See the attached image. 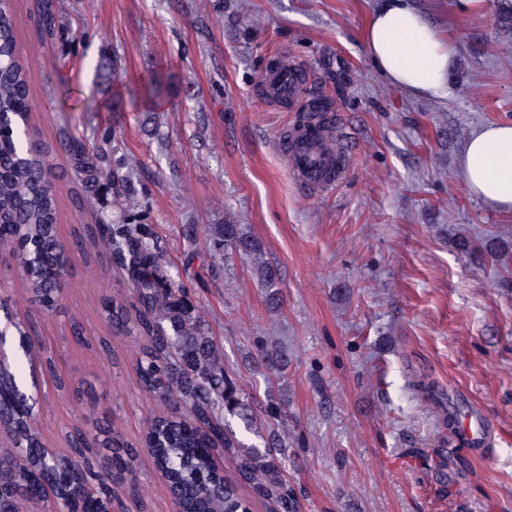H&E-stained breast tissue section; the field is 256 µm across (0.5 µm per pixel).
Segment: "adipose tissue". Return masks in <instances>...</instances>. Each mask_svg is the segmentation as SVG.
<instances>
[{
    "label": "adipose tissue",
    "instance_id": "adipose-tissue-1",
    "mask_svg": "<svg viewBox=\"0 0 512 512\" xmlns=\"http://www.w3.org/2000/svg\"><path fill=\"white\" fill-rule=\"evenodd\" d=\"M363 36L372 63L392 85L414 96L450 95L455 47L410 0H383ZM459 170L474 197L512 213V123L477 130L459 158Z\"/></svg>",
    "mask_w": 512,
    "mask_h": 512
}]
</instances>
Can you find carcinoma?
<instances>
[{
    "instance_id": "carcinoma-1",
    "label": "carcinoma",
    "mask_w": 512,
    "mask_h": 512,
    "mask_svg": "<svg viewBox=\"0 0 512 512\" xmlns=\"http://www.w3.org/2000/svg\"><path fill=\"white\" fill-rule=\"evenodd\" d=\"M33 94L23 64L17 56V36L10 0H0V249L12 252L16 271L25 280L33 299L51 311L57 295L51 287L47 264L55 254L72 249L59 232V206L55 190L45 185L39 173L50 167L49 149L30 145ZM224 250L237 252L256 265L264 281L271 284L275 272L263 261L260 244L239 224L221 230ZM91 247L110 251L113 262L124 269L142 309L131 320L120 294L102 301L101 313L112 329L150 338L141 362L144 391L176 406L185 404L195 421L182 420L177 412L152 419L154 432L142 447H123V438L110 431L96 432L94 441L115 442L112 449L114 473H99L82 450L73 456L46 458L40 451L39 431L27 421L20 405L9 410L14 441L24 455V464L0 459V512H12L15 496L28 490L37 493L43 484L58 486L60 496L74 499L83 484L97 487L98 498L82 505V512H106L115 497L114 486L136 491L141 454L146 453L158 470L168 473L172 485L185 494L186 512H251V503L241 491L249 485L272 501V512H297L294 492L281 477L278 435L268 438L265 450L244 448L224 428L222 412L237 414L244 409L238 390L224 377L221 353L213 338L200 327L188 293L168 275L158 254L148 243L144 224H98L84 229ZM170 328H165V324ZM257 364L272 371L288 366L281 351L265 344L258 349ZM19 392L16 370L0 378V402H9ZM222 451L235 460L234 468L219 474L212 466L215 453Z\"/></svg>"
}]
</instances>
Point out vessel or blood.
Listing matches in <instances>:
<instances>
[{"label":"vessel or blood","instance_id":"obj_1","mask_svg":"<svg viewBox=\"0 0 512 512\" xmlns=\"http://www.w3.org/2000/svg\"><path fill=\"white\" fill-rule=\"evenodd\" d=\"M306 69L282 58L268 66L262 90L268 100L289 112L306 113L279 137L280 152L300 187L311 194L332 189L349 170L350 156L332 136V126L323 117L328 105L319 95L308 93Z\"/></svg>","mask_w":512,"mask_h":512}]
</instances>
